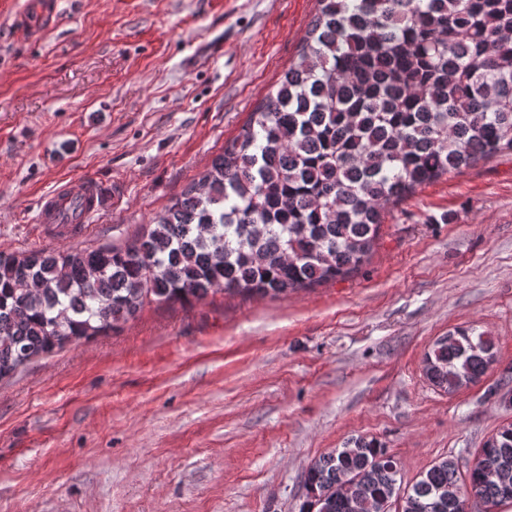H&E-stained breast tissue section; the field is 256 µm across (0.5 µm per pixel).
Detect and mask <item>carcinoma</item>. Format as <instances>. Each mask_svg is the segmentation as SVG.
Returning <instances> with one entry per match:
<instances>
[{
    "label": "carcinoma",
    "mask_w": 512,
    "mask_h": 512,
    "mask_svg": "<svg viewBox=\"0 0 512 512\" xmlns=\"http://www.w3.org/2000/svg\"><path fill=\"white\" fill-rule=\"evenodd\" d=\"M512 151V0H316L295 59L211 167L125 245L0 252V381L32 360L211 293L278 295L344 279L386 208ZM495 344L472 327L437 339L424 373L451 394L483 376ZM460 472L410 485L360 435L304 471L301 512H465L512 489V424ZM458 489L442 504L438 495Z\"/></svg>",
    "instance_id": "obj_1"
}]
</instances>
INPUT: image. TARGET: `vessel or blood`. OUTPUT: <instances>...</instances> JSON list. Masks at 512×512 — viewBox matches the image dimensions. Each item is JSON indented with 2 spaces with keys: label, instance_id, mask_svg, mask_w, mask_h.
Returning <instances> with one entry per match:
<instances>
[{
  "label": "vessel or blood",
  "instance_id": "1",
  "mask_svg": "<svg viewBox=\"0 0 512 512\" xmlns=\"http://www.w3.org/2000/svg\"><path fill=\"white\" fill-rule=\"evenodd\" d=\"M57 7V0H35L32 16L21 20L23 30L36 36L53 27L58 18ZM102 201V192L93 180L76 186L63 183L41 199L38 222L52 236L68 238L88 224Z\"/></svg>",
  "mask_w": 512,
  "mask_h": 512
}]
</instances>
